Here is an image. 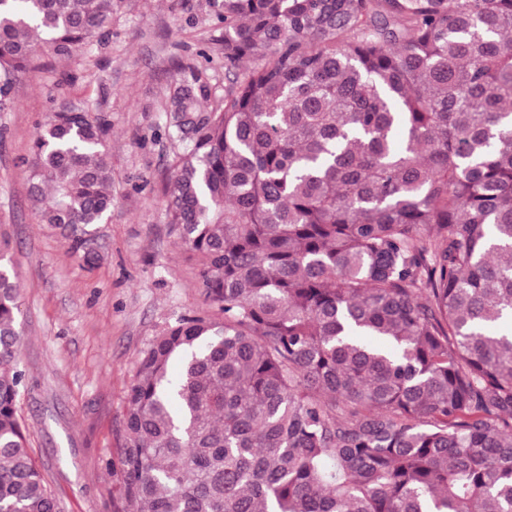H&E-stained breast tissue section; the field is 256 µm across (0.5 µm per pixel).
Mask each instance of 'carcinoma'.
<instances>
[{"label": "carcinoma", "mask_w": 512, "mask_h": 512, "mask_svg": "<svg viewBox=\"0 0 512 512\" xmlns=\"http://www.w3.org/2000/svg\"><path fill=\"white\" fill-rule=\"evenodd\" d=\"M117 0H0V93L112 36ZM224 95L175 78L168 223L217 312L125 396L113 512H512V0H221ZM110 124L63 103L29 200L112 209ZM0 263V512H56L18 413ZM179 362L180 373L169 366Z\"/></svg>", "instance_id": "1"}]
</instances>
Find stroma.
I'll return each instance as SVG.
<instances>
[{
	"label": "stroma",
	"instance_id": "35a3bbf8",
	"mask_svg": "<svg viewBox=\"0 0 512 512\" xmlns=\"http://www.w3.org/2000/svg\"><path fill=\"white\" fill-rule=\"evenodd\" d=\"M215 0H121L82 61L44 54L0 95V242L20 288L19 413L59 512H112L124 398L140 352L205 306L200 262L166 216L164 108L177 69L226 83ZM99 100L111 123L112 210L79 229L85 252L38 223L24 163L52 109Z\"/></svg>",
	"mask_w": 512,
	"mask_h": 512
}]
</instances>
